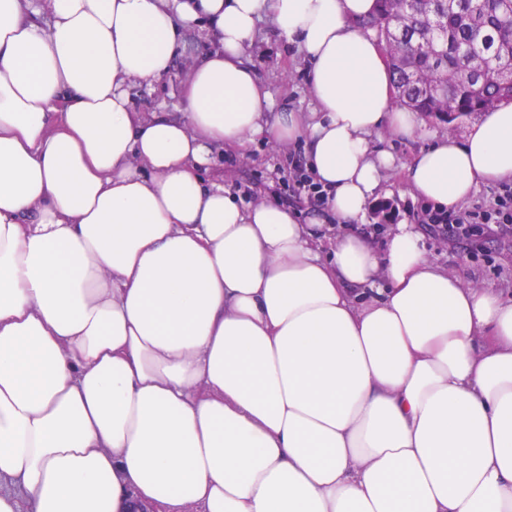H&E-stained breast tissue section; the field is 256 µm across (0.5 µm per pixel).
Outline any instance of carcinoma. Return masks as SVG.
Wrapping results in <instances>:
<instances>
[{
	"instance_id": "cac0c4a2",
	"label": "carcinoma",
	"mask_w": 512,
	"mask_h": 512,
	"mask_svg": "<svg viewBox=\"0 0 512 512\" xmlns=\"http://www.w3.org/2000/svg\"><path fill=\"white\" fill-rule=\"evenodd\" d=\"M378 3L360 26L377 33L395 97L409 109L445 122L512 100V0Z\"/></svg>"
}]
</instances>
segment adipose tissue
<instances>
[{
  "label": "adipose tissue",
  "mask_w": 512,
  "mask_h": 512,
  "mask_svg": "<svg viewBox=\"0 0 512 512\" xmlns=\"http://www.w3.org/2000/svg\"><path fill=\"white\" fill-rule=\"evenodd\" d=\"M376 0H0V512H512V296L359 226L397 160L460 208L512 181V102L432 133L358 23ZM308 63L276 111L243 53ZM195 59L176 113L135 88ZM305 142L309 222L208 179ZM244 60L269 91L276 110L312 111L306 62L297 46L281 39L268 19L258 24L255 40L246 50ZM211 48L198 29L190 31L183 44L182 51L178 55L173 72L170 78L155 84V90L151 94L142 88H135L131 91L132 99L137 108L153 112L157 105L165 103L167 108L161 112H176L173 105L177 102V89L180 83L184 82L190 74V66L185 67V60L191 61Z\"/></svg>",
  "instance_id": "obj_1"
}]
</instances>
